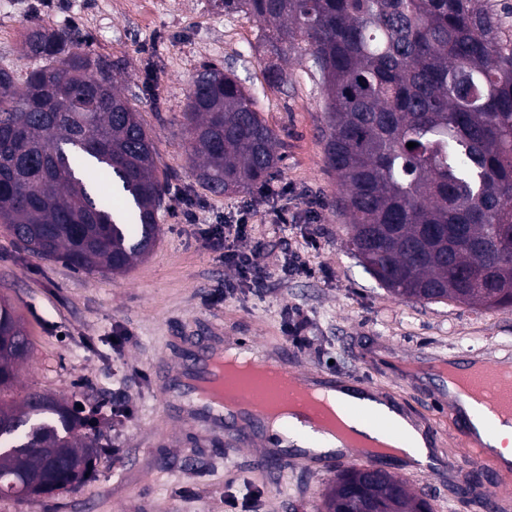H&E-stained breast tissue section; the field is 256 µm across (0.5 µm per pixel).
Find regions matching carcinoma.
<instances>
[{"label": "carcinoma", "mask_w": 512, "mask_h": 512, "mask_svg": "<svg viewBox=\"0 0 512 512\" xmlns=\"http://www.w3.org/2000/svg\"><path fill=\"white\" fill-rule=\"evenodd\" d=\"M258 24L265 70L310 59L325 94L322 142L344 188L350 245L422 303L512 307V3L507 0H215ZM16 83L0 69V224L33 257L82 272L122 273L150 254L168 172L125 67L69 30L31 19ZM183 117L188 158L212 193L265 185L277 137L231 70L206 62ZM416 146L409 149L407 143ZM31 341L0 299V495L76 492L103 445L77 404L31 386L12 396ZM42 488L31 490L29 476ZM431 512L385 473L323 512Z\"/></svg>", "instance_id": "obj_1"}]
</instances>
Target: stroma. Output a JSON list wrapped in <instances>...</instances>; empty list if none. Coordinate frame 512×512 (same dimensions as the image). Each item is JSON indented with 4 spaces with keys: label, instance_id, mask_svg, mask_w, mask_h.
<instances>
[{
    "label": "stroma",
    "instance_id": "35a3bbf8",
    "mask_svg": "<svg viewBox=\"0 0 512 512\" xmlns=\"http://www.w3.org/2000/svg\"><path fill=\"white\" fill-rule=\"evenodd\" d=\"M14 33L0 39V67L24 73L25 0H14ZM38 17L52 29L75 27L93 49L126 64L125 94L152 72L155 99L140 105L163 169L171 174L169 207L152 253L119 274L84 273L59 260L33 258L0 227V297L11 299L33 343L18 370L20 387L36 385L83 406L98 392L128 413L96 416L102 452L78 492L0 497V512H320L335 471L303 468L296 449L264 458V432L225 453V434L198 424L189 399L176 394L170 367L202 340L284 350L298 374L331 373L398 400L418 426L435 428L424 463L396 457L385 470L428 495L433 512H480L456 495L448 474L462 462L461 429L441 404L448 387L418 358L512 355V307L474 310L452 301L420 304L392 295L351 251V230L333 202L341 186L325 163L319 137L324 90L307 59L293 58L288 83L271 84L259 26L225 15L212 0H181L179 11L143 15L129 0H48ZM205 62L234 71L274 131L283 157L263 187L214 194L186 153L183 112L189 85ZM204 204L201 223L257 211L246 247H258L267 275L238 279L205 250L179 214L181 199ZM288 221L271 223V203ZM298 251L309 272L283 274ZM237 281L223 298L225 281ZM303 312V343L288 333V309Z\"/></svg>",
    "mask_w": 512,
    "mask_h": 512
}]
</instances>
